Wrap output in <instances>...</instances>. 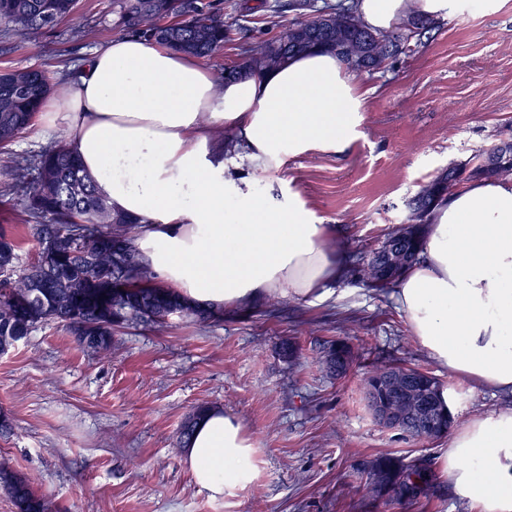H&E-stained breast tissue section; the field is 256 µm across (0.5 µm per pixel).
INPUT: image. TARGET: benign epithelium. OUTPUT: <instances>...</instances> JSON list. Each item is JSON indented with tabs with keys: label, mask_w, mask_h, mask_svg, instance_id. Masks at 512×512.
<instances>
[{
	"label": "benign epithelium",
	"mask_w": 512,
	"mask_h": 512,
	"mask_svg": "<svg viewBox=\"0 0 512 512\" xmlns=\"http://www.w3.org/2000/svg\"><path fill=\"white\" fill-rule=\"evenodd\" d=\"M391 392L384 403L371 410L373 419L382 427L395 430L398 418L403 416L405 407L418 405L427 412L426 424L432 434L443 435L448 419V409L443 390L436 391L430 398L420 391L417 379L404 369L395 370L390 376Z\"/></svg>",
	"instance_id": "benign-epithelium-1"
}]
</instances>
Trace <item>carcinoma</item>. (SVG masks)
Segmentation results:
<instances>
[{
  "label": "carcinoma",
  "instance_id": "1",
  "mask_svg": "<svg viewBox=\"0 0 512 512\" xmlns=\"http://www.w3.org/2000/svg\"><path fill=\"white\" fill-rule=\"evenodd\" d=\"M77 0H0V22L22 35H38L73 13ZM113 29L133 33L161 47L197 59L224 49L228 30L224 19L212 13L203 0H112ZM431 21L408 17L388 31L366 27L354 2L327 4L308 19H295L278 33L250 48L243 62L216 73L220 80L281 68L295 56L321 49L336 54L352 73L379 68L402 53L411 38ZM72 72L42 69L0 71V145L13 142L43 112L51 96L65 95ZM443 171L419 192L409 224H423L436 200L452 183L473 177H512V150ZM3 196L19 202L27 234L38 244L37 258L18 268V244L0 228V354L10 350L20 337L42 324L62 326L87 352L100 356L112 348L114 327L135 321L160 326L171 315L206 318L208 313L180 299L158 283L157 276L138 258L132 231L139 221L112 210L83 172L77 152L61 134L42 150L15 157L8 171ZM119 239L126 245L129 262L112 266L105 243ZM384 245H395L413 253L417 260L421 239H399L390 233ZM372 261L358 264L360 282L367 288L387 289L397 277L377 276ZM396 364L376 359L366 365L364 395L369 403L385 397L386 373ZM210 409L200 405L181 425L180 439L189 441L197 420ZM374 475L364 483L365 494L381 495L375 476L392 485L399 501L419 504L428 497L436 475L422 458L410 465L385 454L370 461ZM0 488L13 502L16 512H48L45 498L25 476L0 463Z\"/></svg>",
  "mask_w": 512,
  "mask_h": 512
}]
</instances>
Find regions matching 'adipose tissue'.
<instances>
[{
    "label": "adipose tissue",
    "mask_w": 512,
    "mask_h": 512,
    "mask_svg": "<svg viewBox=\"0 0 512 512\" xmlns=\"http://www.w3.org/2000/svg\"><path fill=\"white\" fill-rule=\"evenodd\" d=\"M508 1L358 0L357 12L385 31L407 14L438 19L498 11ZM366 95L327 51L219 81L195 58L133 35L95 50L49 109L97 194L140 219V259L182 299L218 310L318 296L346 266L328 245V225L227 175L219 131H231L238 157L266 173L281 167L287 151H343L363 120ZM393 297L437 365L512 396V181L470 182L433 208L420 256ZM185 463L211 497L244 486L253 460L241 423L211 408L196 424ZM442 467L481 512H512V406L454 428Z\"/></svg>",
    "instance_id": "1"
}]
</instances>
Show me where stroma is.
<instances>
[{
    "mask_svg": "<svg viewBox=\"0 0 512 512\" xmlns=\"http://www.w3.org/2000/svg\"><path fill=\"white\" fill-rule=\"evenodd\" d=\"M206 2L229 29L223 51L203 62L211 71L241 62L250 44L297 16L286 0ZM76 28L88 37L71 41ZM115 35L112 0H78L34 37L0 24V71L61 70ZM357 80L369 94L343 152L288 154L270 175L236 168L257 193L331 227L348 268L326 295L276 309L259 301L218 319L175 315L161 327L127 322L105 357L48 323L0 355V409L12 423L0 434V461L51 512H480L442 472L447 438L414 441L374 421L364 366L380 356L448 381L451 410L466 421L498 412L505 399L449 376L413 339L390 291L360 285L355 266L403 224L423 185L512 137V4L440 20ZM56 135L51 113H40L0 152V168ZM336 339L359 354L341 378L321 363ZM287 341L296 359L284 357ZM202 402L234 416L253 446V478L218 499L195 484L179 446L182 422ZM381 453L428 460L437 474L428 502L365 495V466Z\"/></svg>",
    "mask_w": 512,
    "mask_h": 512,
    "instance_id": "stroma-1",
    "label": "stroma"
}]
</instances>
